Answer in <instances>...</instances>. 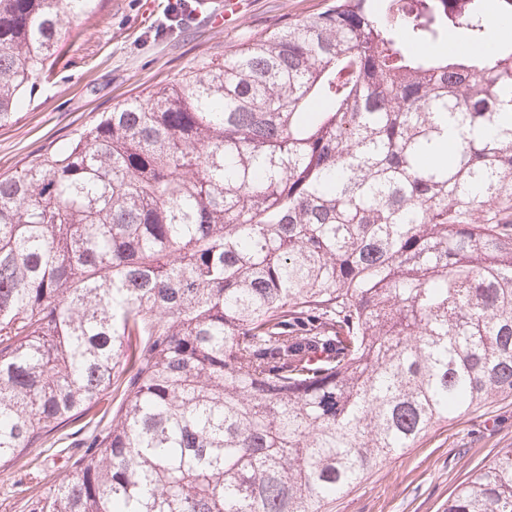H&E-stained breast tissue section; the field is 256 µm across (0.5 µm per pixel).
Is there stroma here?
Instances as JSON below:
<instances>
[{"instance_id":"stroma-1","label":"stroma","mask_w":512,"mask_h":512,"mask_svg":"<svg viewBox=\"0 0 512 512\" xmlns=\"http://www.w3.org/2000/svg\"><path fill=\"white\" fill-rule=\"evenodd\" d=\"M169 0H104L99 15L66 25L63 57L16 122L0 127V176H9L92 124L116 104L144 94L188 69L203 54L231 51L266 28L307 16L325 0H238L236 12L213 24L224 0H191L192 14L168 29ZM88 417L38 449L49 475L75 439L103 427ZM512 448V397L431 429L416 445L373 470L337 497L330 512H444L449 495L481 462Z\"/></svg>"}]
</instances>
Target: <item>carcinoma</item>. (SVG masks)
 I'll use <instances>...</instances> for the list:
<instances>
[{
	"label": "carcinoma",
	"instance_id": "1",
	"mask_svg": "<svg viewBox=\"0 0 512 512\" xmlns=\"http://www.w3.org/2000/svg\"><path fill=\"white\" fill-rule=\"evenodd\" d=\"M100 2L0 0V126ZM487 29L486 0H329L0 178V471L120 393L24 512H327L512 396ZM445 512H512V448Z\"/></svg>",
	"mask_w": 512,
	"mask_h": 512
}]
</instances>
